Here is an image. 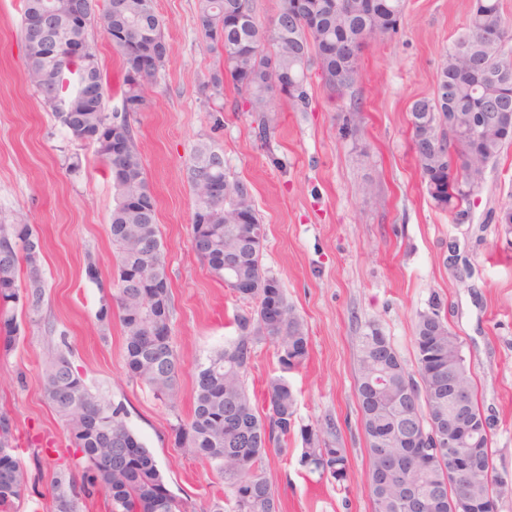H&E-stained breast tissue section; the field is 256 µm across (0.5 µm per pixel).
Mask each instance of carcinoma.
Returning a JSON list of instances; mask_svg holds the SVG:
<instances>
[{
    "label": "carcinoma",
    "instance_id": "1",
    "mask_svg": "<svg viewBox=\"0 0 512 512\" xmlns=\"http://www.w3.org/2000/svg\"><path fill=\"white\" fill-rule=\"evenodd\" d=\"M308 11L322 16L321 23L311 29L301 26L284 28L273 35L261 29L255 19L252 0H199L196 25L201 43L208 50L220 53L222 67L210 77L215 88L231 81L240 102L248 111H269L273 75L288 77L294 87L284 94L295 112L311 110L307 91L308 66L311 59L318 64L321 84L333 96L344 97L353 88L359 68L350 66L354 51L360 50L357 39L367 31L383 38L397 30L405 8V0H382V9L367 18L354 15L356 0H341V9L329 14L327 0H306ZM244 9L247 20L228 33L218 45L210 40L209 30L215 20L228 9ZM98 17L88 25L98 26L103 33L137 24L146 28L160 22L154 0H97ZM497 28L501 39L496 43L483 40V32ZM512 40L499 0H483L472 10L464 28L458 33L441 65L436 91L431 97L415 100L413 107L429 118V123L411 127L413 150L434 201L458 215L466 212L473 191L480 189L488 163L498 157L505 146L491 127L483 130L479 144L472 147L459 138H451L445 127L468 124L470 113L481 111L482 102L497 93L501 86L484 82L470 74V65L490 68L508 78L512 94V52L505 51ZM272 50H266V45ZM26 75L43 104L50 101L79 103V88L69 89L70 81L46 78L37 67L41 51L24 41ZM124 75L120 86L122 106L144 98V83L156 76L146 74L142 80L130 78L131 61L120 50ZM85 55L61 60L59 70L82 77L86 71ZM215 148L202 142L193 151L188 169L195 197L194 209L211 211L212 220L204 228L191 227L214 242L230 239L231 223L236 213L245 208L250 223L261 226L254 206L252 185L234 179L219 160L213 169L215 177L228 184V193L221 202L202 195L203 187L194 181L198 164L214 159ZM102 160L110 175L116 168L129 171V179L114 188L115 205L110 217L112 244L118 259V282H123L128 269L139 262L138 247L149 237L159 247L156 266L143 272L146 282L156 277L168 279L164 246L159 238L157 209L145 211L128 208L123 197H155L145 176V168L135 136L128 138L124 155H104ZM41 240L38 232L19 215L9 224L0 223V333L5 347L18 337L17 307L22 306L31 317L40 315L45 299L44 271L32 267L25 247L17 241ZM263 242L254 244L246 268L240 276L263 283L267 273L261 264ZM253 303L248 311L235 316L237 335L224 349L210 355L197 368L194 384V407L190 418L172 428L175 444L186 448L224 479L230 492V512H280L278 495L264 472V461L275 451L288 454L287 441L296 412V395L283 377L269 380L265 401L266 413L252 405L244 386V376L255 356L256 346L266 340L274 343L278 362L284 370L304 364L308 356L309 336L295 308L288 303L283 288H253L251 295L240 296ZM120 311L125 341V367L135 381L145 385L161 400L173 399L178 392L180 364L171 342L172 300H154L151 288L115 289L103 301L98 320L102 325L112 321V306ZM417 348V371L410 372L388 337L373 326L358 336L356 393L360 399L361 426L367 440V492L373 512H405L400 503L396 483L385 482L380 470L387 459L402 461L406 449L383 437V424L393 412L389 399L374 407L363 400L370 386L383 389V395L402 388L415 396L413 411L423 415L439 396L442 380L453 376L468 389H473L468 376L461 343L449 331L448 322L440 314V305L431 304L416 315L414 325ZM43 393L48 404L63 423L71 445L81 453L84 464L81 482L70 476L56 477L48 490L54 512H76L79 496L99 493L110 506V512H187L166 487L156 461L144 443L128 427L127 409L121 403L105 400L93 392L75 370L68 356L59 350L49 352L43 361ZM443 368V376L435 373ZM327 428L304 430L306 450L300 463L311 473L330 476L338 482L348 476L346 449L335 448L324 438ZM489 448L482 450L468 469L467 491L473 501V512H489L488 498L494 496L489 478ZM448 461L434 453L417 463L407 478L425 489L446 476ZM29 484V473L22 459L12 455L0 459V512H14V506Z\"/></svg>",
    "mask_w": 512,
    "mask_h": 512
}]
</instances>
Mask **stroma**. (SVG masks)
<instances>
[{
    "mask_svg": "<svg viewBox=\"0 0 512 512\" xmlns=\"http://www.w3.org/2000/svg\"><path fill=\"white\" fill-rule=\"evenodd\" d=\"M197 4L155 0L172 50L147 86V107L131 115L167 252L172 345L181 364L178 393L162 402L129 377L119 320L107 327L98 320L100 285L117 281L110 174L96 147L72 140L27 81L21 0H0V222L26 215L45 241L41 316L22 318L16 342L0 348V412L13 420L30 475L15 512H54L47 490L56 472L82 475L42 393L43 360L57 348L69 352L92 391L124 404L129 427L190 512H208L214 498L228 497L223 480L177 447L171 431L192 413L198 364L235 336L234 317L246 307L191 246L188 167L201 142L223 153L231 177L252 185L266 227L262 266L309 331L303 367L283 371L265 341L245 378L257 410L265 408L263 390L273 376H284L297 397L288 456L272 453L264 462L280 512H372L355 393L357 338L376 325L415 368L416 314L436 298L490 422L493 473L512 484V226L497 221L501 205L512 201V144L487 165L460 219L431 198L409 126L411 104L433 94L471 0H406L397 33L362 49L353 88L362 112L347 116L346 101L329 96L314 76L310 111H291L285 98H274L265 141L255 135L254 115L236 109L232 84L219 102L203 92L219 58L198 41ZM88 41L109 83L106 108H121V57L97 26H89ZM91 259L96 283L85 275ZM329 421L337 426L331 444L349 458L340 483L300 464L302 429Z\"/></svg>",
    "mask_w": 512,
    "mask_h": 512,
    "instance_id": "1",
    "label": "stroma"
}]
</instances>
